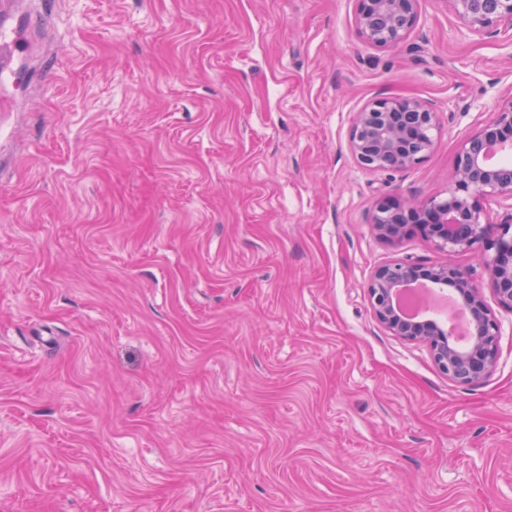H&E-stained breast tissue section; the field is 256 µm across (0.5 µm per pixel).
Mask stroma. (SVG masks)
I'll return each mask as SVG.
<instances>
[{"instance_id": "obj_1", "label": "stroma", "mask_w": 512, "mask_h": 512, "mask_svg": "<svg viewBox=\"0 0 512 512\" xmlns=\"http://www.w3.org/2000/svg\"><path fill=\"white\" fill-rule=\"evenodd\" d=\"M356 0H0V512H512V311L472 251L380 239L445 196L512 92V38L420 0L399 46ZM432 105L421 163L366 170L355 112ZM468 270L500 325L464 385L367 296ZM24 53L23 44L11 35L8 28L2 23L0 29V80L1 84L5 78L16 72L15 62Z\"/></svg>"}]
</instances>
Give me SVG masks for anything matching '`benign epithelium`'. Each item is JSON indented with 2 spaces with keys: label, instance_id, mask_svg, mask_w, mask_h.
<instances>
[{
  "label": "benign epithelium",
  "instance_id": "benign-epithelium-1",
  "mask_svg": "<svg viewBox=\"0 0 512 512\" xmlns=\"http://www.w3.org/2000/svg\"><path fill=\"white\" fill-rule=\"evenodd\" d=\"M356 28L367 44L393 47L414 30L420 0H356ZM468 31H512V0H448ZM436 113L412 98H377L365 104L349 135L350 152L368 170L402 169L421 163L434 146ZM512 150V93L503 97L495 123L477 130L460 147L448 195L421 202L382 198L371 224L387 240L416 231L450 253L476 245L499 304L512 311V205L507 220L491 234L490 218L479 199L512 202V166L490 163V157ZM449 287L471 317L473 336L464 349L448 340V329L434 319L410 320L399 295L414 284ZM368 299L381 324L393 335L427 344L438 369L454 381H482L494 369L500 327L470 273L451 263L427 265L406 259L381 265L370 279Z\"/></svg>",
  "mask_w": 512,
  "mask_h": 512
}]
</instances>
